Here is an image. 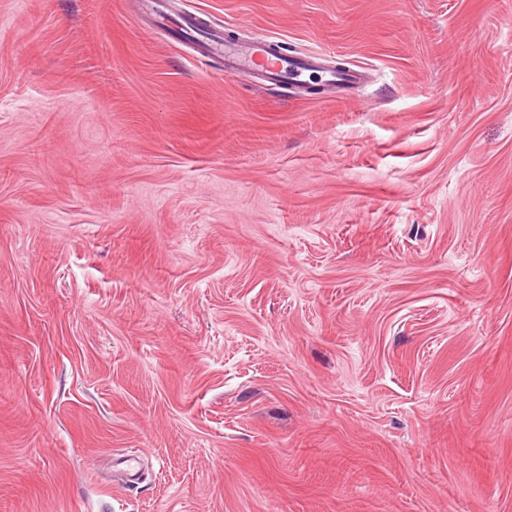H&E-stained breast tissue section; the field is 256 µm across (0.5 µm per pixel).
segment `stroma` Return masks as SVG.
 <instances>
[{
    "mask_svg": "<svg viewBox=\"0 0 512 512\" xmlns=\"http://www.w3.org/2000/svg\"><path fill=\"white\" fill-rule=\"evenodd\" d=\"M184 2L371 77L0 0V512H512V0ZM222 25H210L208 36L198 42L199 51L205 57L224 61V71L248 77L264 86H297L303 83L307 71L317 70L322 74L323 84L331 90L339 87H360L365 84L363 67L336 70L326 63L324 54L316 51L288 53L282 55L278 43L265 35L249 41H232ZM282 52V51H281Z\"/></svg>",
    "mask_w": 512,
    "mask_h": 512,
    "instance_id": "1",
    "label": "stroma"
}]
</instances>
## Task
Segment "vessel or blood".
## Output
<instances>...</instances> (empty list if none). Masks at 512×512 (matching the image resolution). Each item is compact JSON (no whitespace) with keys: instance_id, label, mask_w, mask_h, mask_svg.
Wrapping results in <instances>:
<instances>
[{"instance_id":"vessel-or-blood-1","label":"vessel or blood","mask_w":512,"mask_h":512,"mask_svg":"<svg viewBox=\"0 0 512 512\" xmlns=\"http://www.w3.org/2000/svg\"><path fill=\"white\" fill-rule=\"evenodd\" d=\"M138 18L149 28L171 29L180 39L197 40L202 55L219 58L225 72L252 79L264 86H296L301 84L305 72L316 70L323 77L328 89L360 87L366 81L364 68L336 69L329 66L322 53L280 54L276 41L259 35L248 41H232L225 35V28L212 25L204 39H197V15L172 10L169 0H139Z\"/></svg>"}]
</instances>
